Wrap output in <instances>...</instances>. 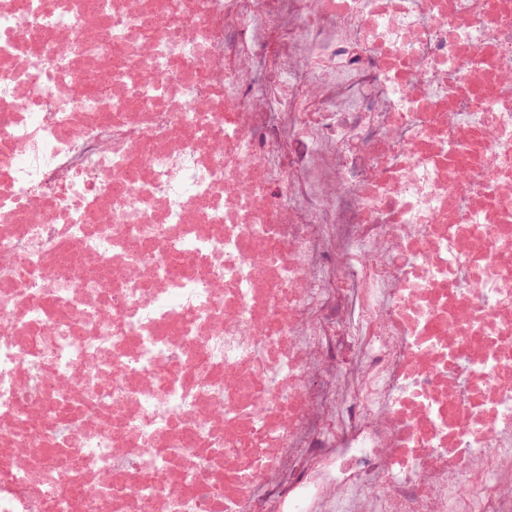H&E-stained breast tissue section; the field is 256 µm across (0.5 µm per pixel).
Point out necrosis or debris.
<instances>
[{
	"instance_id": "1",
	"label": "necrosis or debris",
	"mask_w": 512,
	"mask_h": 512,
	"mask_svg": "<svg viewBox=\"0 0 512 512\" xmlns=\"http://www.w3.org/2000/svg\"><path fill=\"white\" fill-rule=\"evenodd\" d=\"M512 512V0H0V512Z\"/></svg>"
}]
</instances>
